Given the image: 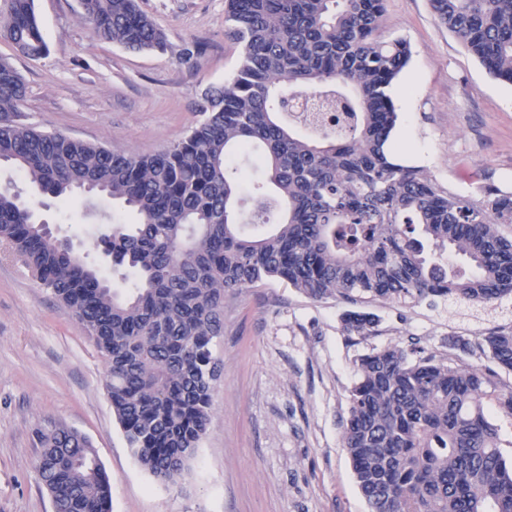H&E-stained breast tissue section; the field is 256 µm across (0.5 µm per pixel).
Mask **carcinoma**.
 <instances>
[{
	"label": "carcinoma",
	"instance_id": "carcinoma-1",
	"mask_svg": "<svg viewBox=\"0 0 512 512\" xmlns=\"http://www.w3.org/2000/svg\"><path fill=\"white\" fill-rule=\"evenodd\" d=\"M435 14L495 78L512 82V0H431ZM96 37L133 51L166 46L136 0H81ZM383 0H228L224 24L241 47L235 75L205 94L203 119L152 154L49 133L19 121L26 88L0 57V164L41 193L72 202L106 195L137 215L107 216L98 239L127 291L36 221L0 188V240L94 341L128 447L156 480L179 484L210 419L211 367L224 335V296L279 280L314 300L485 307L512 298V191L475 200L398 161L390 89L411 58L406 41L377 37ZM0 34L29 58L46 53L34 0H4ZM335 102L334 125L302 134L285 99ZM264 164L248 224L280 218L263 237L241 233L242 160ZM459 256L463 264L445 261ZM345 329L375 333L370 313ZM494 367H464L398 345L361 354L343 443L370 512H512V461L485 410L512 416V326L480 344ZM36 470L55 512H111L112 477L89 440L37 432Z\"/></svg>",
	"mask_w": 512,
	"mask_h": 512
}]
</instances>
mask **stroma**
<instances>
[{
    "mask_svg": "<svg viewBox=\"0 0 512 512\" xmlns=\"http://www.w3.org/2000/svg\"><path fill=\"white\" fill-rule=\"evenodd\" d=\"M166 34L162 51L99 40L80 0H35L48 50L16 55L0 36L27 93L24 122L65 136L150 154L183 139L206 91L237 70L240 49L224 33L225 0H138ZM382 40L412 56L390 91L400 123V162L422 167L465 197L512 189V84L493 78L439 22L430 0H384ZM58 237L98 258L80 204L47 200ZM347 306L317 301L270 280L224 301L215 343L221 377L208 433L176 486L142 469L105 389L102 359L82 325L0 242V512H54L35 462L38 429L85 435L112 477V512H369L343 447L342 423L358 355L418 343L439 358L488 367L476 350L512 325V303L460 308L373 301L376 332L355 336ZM469 349L457 346V339Z\"/></svg>",
    "mask_w": 512,
    "mask_h": 512,
    "instance_id": "obj_1",
    "label": "stroma"
}]
</instances>
